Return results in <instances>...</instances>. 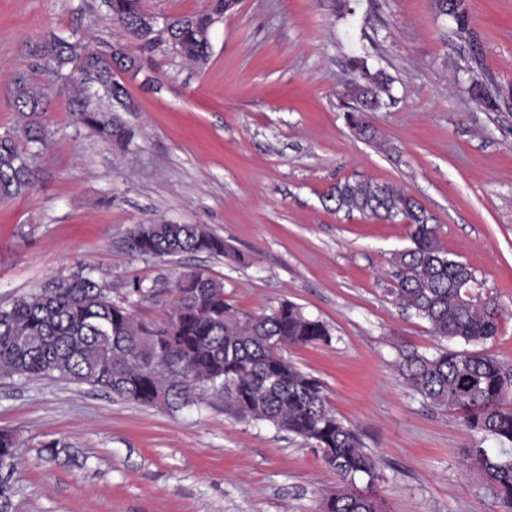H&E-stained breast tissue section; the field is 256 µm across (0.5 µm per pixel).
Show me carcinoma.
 <instances>
[{
    "label": "carcinoma",
    "mask_w": 512,
    "mask_h": 512,
    "mask_svg": "<svg viewBox=\"0 0 512 512\" xmlns=\"http://www.w3.org/2000/svg\"><path fill=\"white\" fill-rule=\"evenodd\" d=\"M438 12L455 18L460 32L469 20L455 16L452 0H434ZM110 19L141 48L153 49L158 36L178 54L198 65L211 56L208 30L212 14L167 20L154 30L145 22L141 0H108ZM40 60L41 77L20 72L10 80L17 127L0 134V200L35 187L41 176L34 157L47 148L44 122L53 92L73 82V72L92 59L80 40L51 33L31 46ZM389 77L364 69L347 88L356 102L350 126L365 139L374 137L371 114L388 92ZM469 93L477 105L494 111L497 95L483 81ZM78 122L122 148L131 134L112 112L79 97ZM336 211H357L381 221L411 226L412 247L392 260L388 293L399 306L428 320L435 336L466 344L493 338L500 307L486 297L463 298L475 281L463 263L448 258L438 236L436 218L416 198L389 184L365 179L339 181L326 196ZM141 257L206 253L222 256L224 239L202 224H138L126 240ZM169 309L159 322H148L130 306L112 301L91 274L77 275L42 288L9 308H0V378H56L99 388L145 407L179 410L195 404L208 390L224 394V403L247 419L294 434L313 447L338 476L325 496L324 512H381L375 493L380 480L373 457L356 429L329 407L322 383L300 371L284 352L290 347L327 343L328 327L296 305L283 301L268 312L250 315L224 297V284L201 272L175 278ZM400 367L408 384L434 405L454 410L472 431L512 444V373L481 351L446 350L426 356L401 352ZM15 437L0 431V463L15 466ZM468 468L479 476L503 512H512V452L496 455L475 448ZM367 478L361 488L356 479ZM12 477L0 480V512L13 509Z\"/></svg>",
    "instance_id": "carcinoma-1"
}]
</instances>
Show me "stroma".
<instances>
[{
    "label": "stroma",
    "instance_id": "stroma-1",
    "mask_svg": "<svg viewBox=\"0 0 512 512\" xmlns=\"http://www.w3.org/2000/svg\"><path fill=\"white\" fill-rule=\"evenodd\" d=\"M464 5L466 37L432 0H239L211 27V57L197 67L163 44L140 50L106 0H0V133L17 119L7 82L36 72L29 46L47 32L123 48L142 66L119 77L136 111L112 107L133 134L127 148L78 124L68 95L51 99L43 181L0 203V306L88 272L152 320L188 272L222 281L251 314L292 302L325 322L331 341L287 357L359 432L382 476L383 512H501L466 468L472 449L495 454L499 443L400 369L402 350L465 347L387 293L408 225L325 201L352 177L414 196L449 258L497 299L499 331L479 348L512 371V0ZM359 62L391 79L371 142L346 120ZM474 80L499 91L498 110L471 99ZM158 221L206 225L227 252H129L134 225ZM135 278L158 296L128 295ZM1 429L18 440L15 512H321L338 482L305 440L241 418L214 392L172 412L87 385L0 379ZM50 441L65 446L54 460Z\"/></svg>",
    "mask_w": 512,
    "mask_h": 512
}]
</instances>
